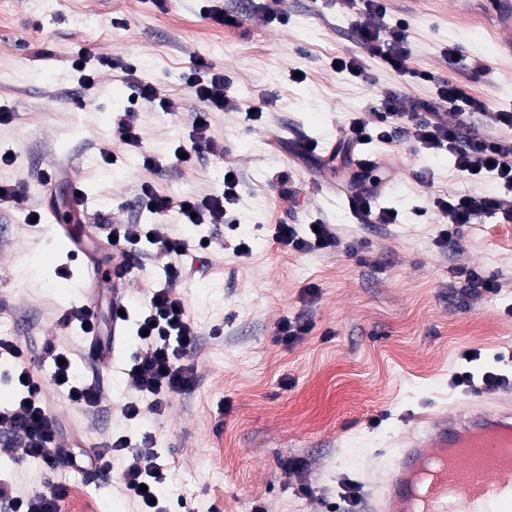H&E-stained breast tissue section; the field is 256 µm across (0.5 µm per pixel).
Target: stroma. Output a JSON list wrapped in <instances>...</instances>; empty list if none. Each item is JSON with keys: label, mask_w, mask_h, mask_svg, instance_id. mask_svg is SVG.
<instances>
[{"label": "stroma", "mask_w": 512, "mask_h": 512, "mask_svg": "<svg viewBox=\"0 0 512 512\" xmlns=\"http://www.w3.org/2000/svg\"><path fill=\"white\" fill-rule=\"evenodd\" d=\"M237 15L228 27L203 11L201 0H64L46 11L30 0H0V183L24 182L27 197L0 208V317L10 337L29 348L34 364L54 345L73 353L77 373H88L89 341L78 326L59 323L69 309L85 305L80 260L67 240L49 233L32 237L29 210L70 203L67 190L55 203L44 196L41 173L74 160L76 177L99 216L112 224H149L134 198L141 183L179 199L221 191L224 170L240 175L235 228L220 227L210 248L189 252V275L180 288L189 317L200 329L191 355L196 381L175 396L162 415L143 413L128 423L122 407L141 401L128 382L127 362L140 348L132 326L112 344L111 367H98L103 403L98 412L70 404L55 386L45 389L49 411L60 421L61 451L103 440L111 433L149 434L167 481L161 493L171 512H329L347 482L362 487L364 500L377 491L394 451L412 432L439 416L473 407L512 404V386L468 391L451 384L468 368L512 372V222L482 213L460 238L443 240L441 213L432 197H498L512 210V192L490 177L459 172L452 155H428L409 141L361 146L390 168L378 207L398 214L393 224H363L349 205L343 170L321 168L297 154L303 141L328 151L346 138L352 118L368 117L379 91L396 87L428 100L435 84L448 80L482 100L488 113L475 115L474 131L492 139L512 130L490 120L512 109V56L495 55L501 22L469 0L466 16L451 14L449 0H388L385 26L404 25L408 58L397 74L366 52L354 28L363 4L343 8L338 0H280L286 23L264 20L263 0H216ZM94 21L88 37L79 18ZM455 50L444 60L445 50ZM97 62L92 86L71 68L78 51ZM363 56L371 81L337 71L336 58ZM132 64L160 95L176 100L178 115L144 105L137 112L141 146L128 148L113 134L112 118L130 104L133 89L111 62ZM223 72L243 107L271 100L260 120L216 112L210 132L224 143L223 157L206 152L175 163V147L187 139V115L200 104L184 78L195 59ZM485 70L472 75V63ZM109 149L118 161L88 168V157ZM158 166H142L143 155ZM295 190L279 194L281 177ZM331 225L336 248L299 252L277 243L278 224ZM246 242L245 254L235 250ZM27 266V280L16 270ZM460 267L495 275L498 290L479 297L462 293ZM306 323L293 343L280 341L284 320ZM480 352L465 363L463 353ZM19 448L0 436V477L20 491L64 484L62 467L43 471L17 464ZM302 459V472L288 462ZM97 512H136L120 483L82 476ZM310 494H302L301 484Z\"/></svg>", "instance_id": "stroma-1"}]
</instances>
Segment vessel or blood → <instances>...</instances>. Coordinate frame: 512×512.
<instances>
[{"mask_svg": "<svg viewBox=\"0 0 512 512\" xmlns=\"http://www.w3.org/2000/svg\"><path fill=\"white\" fill-rule=\"evenodd\" d=\"M504 432L508 408L434 421L399 449L371 512H512V454L491 450Z\"/></svg>", "mask_w": 512, "mask_h": 512, "instance_id": "b4317fda", "label": "vessel or blood"}]
</instances>
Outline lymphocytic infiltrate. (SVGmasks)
I'll use <instances>...</instances> for the list:
<instances>
[{"label": "lymphocytic infiltrate", "mask_w": 512, "mask_h": 512, "mask_svg": "<svg viewBox=\"0 0 512 512\" xmlns=\"http://www.w3.org/2000/svg\"><path fill=\"white\" fill-rule=\"evenodd\" d=\"M365 19L357 24L356 36L370 53L382 55L396 72L406 69V48L403 26L386 27L383 19L387 12L385 0H364ZM201 107L191 113L187 125L186 143L179 149L184 153L205 150L214 156H223L224 144L209 133L210 115L214 112H237L241 105L227 92V80L223 73L212 71L205 61H197L195 69L186 77ZM454 112L455 123L436 122L434 115L439 108ZM484 102L464 98L462 89L448 81L438 83L432 101H420L394 88H384L380 106L369 120L356 119L350 126V137L337 146L334 157L342 159L350 169L352 194L350 206L366 224H392L395 212L376 207L379 187L384 179L376 175L373 160L362 155L358 147L362 138L385 141L411 140L430 152L446 151L455 158L459 171L493 175L504 188L512 190V140H490L471 133V117L485 111ZM238 179L225 180L222 192L201 197H185L179 200L159 194L150 183H142L136 197L139 210L153 215L150 224L106 225L112 235V277L121 283H129L130 274L139 260L135 250L142 239H150L153 248L168 256L163 269V282L149 295L145 309L137 323L143 331L145 355L134 358L127 375L134 388L145 396L149 411L162 413L170 399L184 393L194 383L193 368L187 362L198 345L199 329L187 318L182 307L184 301L177 288L185 274L182 258L193 249H206L212 244L209 236L194 240L173 236L164 222L165 215L179 210L185 223L200 227L206 224H224L228 221V207L238 199ZM433 205L449 226L441 236L451 240L459 235L465 224L471 223L480 213L502 214L505 221H512V211H502L494 196H461L448 198L437 196ZM274 237L277 242L297 251L336 247L338 240L328 225L319 229L299 230L294 224L277 225ZM63 326L78 325L84 335L92 337L91 359H103L111 349L112 338L102 335L97 315L91 307L68 310L61 318ZM12 359L17 365V385L21 397L13 408L0 411V434L22 448L26 457L40 460L44 468L53 470L61 459L56 449L57 424L48 413L42 396L41 379L34 372L27 349L9 338H0V356ZM50 361L51 376L56 385L73 404L87 409H97L103 402L101 387L96 378L80 379L74 376L71 363L56 349L46 351ZM129 454L130 461L121 474V482L128 494L137 502L139 512H168L157 504V487L166 478L165 470L158 461L150 435L140 441H132L129 435H110L99 447L85 450L91 469L103 473L109 470L114 453ZM66 491L60 487L35 490L18 495L11 482L0 479V512H62Z\"/></svg>", "instance_id": "f902f5d3"}]
</instances>
